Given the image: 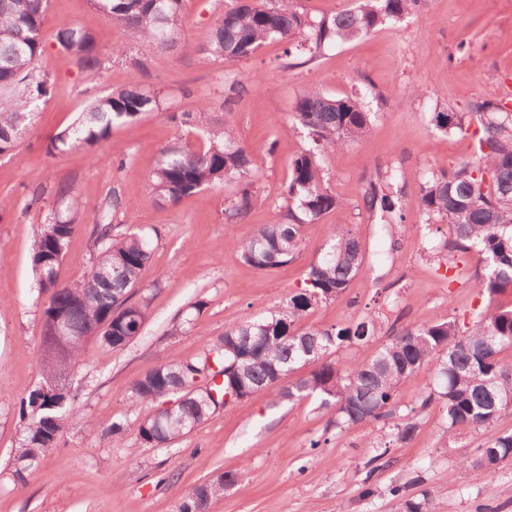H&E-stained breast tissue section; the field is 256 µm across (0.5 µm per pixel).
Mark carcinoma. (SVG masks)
Segmentation results:
<instances>
[{"mask_svg":"<svg viewBox=\"0 0 512 512\" xmlns=\"http://www.w3.org/2000/svg\"><path fill=\"white\" fill-rule=\"evenodd\" d=\"M427 0H355L351 8L314 15L301 0H250L224 9L198 52L226 63L247 60L269 40L285 43L287 66L309 63L338 42L351 41L425 8ZM112 24L167 51L182 27V0H93ZM49 0H0V155L13 152L32 126L53 90L50 73L39 65L43 55L41 27ZM59 47L83 70L96 72L100 48L93 34L63 21L56 32ZM506 97L476 99L467 112H435L433 122L452 135L476 140L473 157L453 167H439L424 179L419 204L427 220L448 224V238L433 247L461 256L475 252L484 263L476 276L487 306L471 327L460 330L454 320L419 327L404 326L360 366L345 368L329 359L338 350L369 343L381 333V322L366 316L345 327L305 330L310 309L336 299L363 269L365 253L349 228H332L327 248L310 263L305 286L280 307L257 320L230 327L202 355L173 360L149 370L132 387V408L151 407L136 420L139 439L162 448L187 435L211 409L249 399L273 389L299 366L317 364L309 375L277 389L279 400L315 395L321 406L335 408L338 428L363 425L371 430L393 428L398 442L417 431L418 411L439 403L451 433L485 426L512 411V365L499 359L512 347V108ZM160 109L153 91L120 88L91 99L82 117L57 134L48 151L93 148L108 140L116 127ZM293 117L310 145L291 162L283 218L262 225L235 242L246 264L271 271L292 262L304 243V229L318 224L341 200L325 178L323 157L351 143L366 140L376 113L357 97H328L310 88L295 101ZM180 124L198 127L204 140L197 148L171 145L160 151L148 176V187L160 199L176 203L206 186L237 183L227 202L225 220L238 224L261 202L254 190L255 171L249 153L233 130L204 112L174 116ZM396 170H379L363 188L367 213L387 226L401 217V190ZM58 203L70 217H54L33 236L29 263L38 293L46 296L41 312L40 381L19 401L21 439L13 449L9 478L23 483L58 447L63 433L80 418V389L74 380L85 348L96 342L122 349L133 342L147 321L150 289H140L139 276L151 256V240L112 223L121 200L113 196L89 238L92 265L81 278L63 282L59 269L70 238L78 228L72 215L78 202L69 182L58 184ZM198 301L172 326L184 333L200 314ZM64 324L66 335L58 334ZM433 369L429 390L406 402L400 386L425 368ZM475 465L494 471L512 459V431L495 435L476 449ZM236 474L219 472L194 487L180 512H206L224 496ZM403 512H431L428 491L407 499Z\"/></svg>","mask_w":512,"mask_h":512,"instance_id":"obj_1","label":"carcinoma"}]
</instances>
